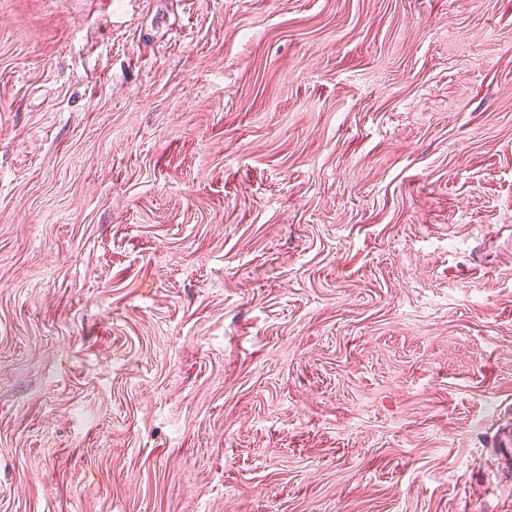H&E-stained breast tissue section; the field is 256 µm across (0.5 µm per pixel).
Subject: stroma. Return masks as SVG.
Masks as SVG:
<instances>
[{"label": "stroma", "mask_w": 512, "mask_h": 512, "mask_svg": "<svg viewBox=\"0 0 512 512\" xmlns=\"http://www.w3.org/2000/svg\"><path fill=\"white\" fill-rule=\"evenodd\" d=\"M512 0H0V512H512Z\"/></svg>", "instance_id": "35a3bbf8"}]
</instances>
